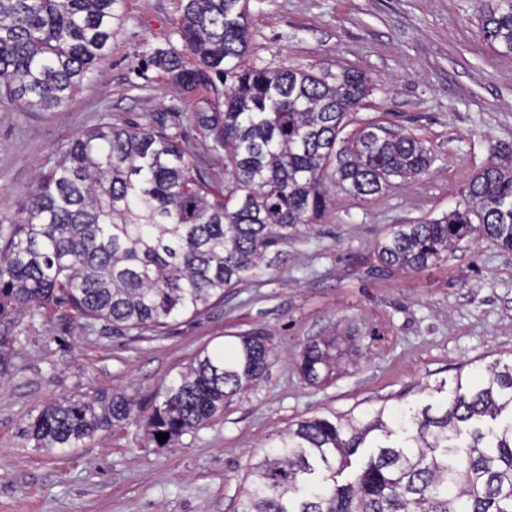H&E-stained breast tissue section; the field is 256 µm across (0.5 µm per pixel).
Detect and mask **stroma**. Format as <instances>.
I'll return each mask as SVG.
<instances>
[{"instance_id":"1","label":"stroma","mask_w":512,"mask_h":512,"mask_svg":"<svg viewBox=\"0 0 512 512\" xmlns=\"http://www.w3.org/2000/svg\"><path fill=\"white\" fill-rule=\"evenodd\" d=\"M485 0H248V64L317 73L354 67L374 88L349 129L373 121L428 140L426 174L393 179L379 197L337 193L330 213L300 227L223 304L135 336L64 310L17 316L16 354L0 379V512H233L249 467L277 432L307 418L386 405L416 410L451 397L457 375L487 354L512 359V252L473 235L408 273L382 271L377 245L398 225L464 204L471 177L512 145V57L478 36ZM106 60L54 112L0 107V225L11 224L39 172L77 134L102 122H148L164 110L216 182L224 157L188 120L192 99L144 69L153 48L179 42L181 0H123ZM271 334L263 381L223 415L148 445L140 423L97 432L85 447L46 452L27 429L57 398L145 397L201 349ZM336 340V367L312 386L298 371L312 340ZM444 382L443 393L432 392Z\"/></svg>"}]
</instances>
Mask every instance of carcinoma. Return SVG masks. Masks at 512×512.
Listing matches in <instances>:
<instances>
[{
	"label": "carcinoma",
	"mask_w": 512,
	"mask_h": 512,
	"mask_svg": "<svg viewBox=\"0 0 512 512\" xmlns=\"http://www.w3.org/2000/svg\"><path fill=\"white\" fill-rule=\"evenodd\" d=\"M122 21V0H0V104L65 105L105 60ZM478 29L497 54L512 56V0H491ZM177 34L181 47L154 49L145 65L181 93H214L198 100L192 121L224 151V184L215 185L165 111L73 138L15 221L0 227V375L15 354L17 313L63 309L87 326L157 332L223 303L269 250L330 212L335 191L375 197L391 178L430 169L425 140L374 122L336 147L370 79L354 68L319 75L246 64L244 0H184ZM476 232L512 251L511 162L476 172L464 208L399 225L378 260L385 270L419 271ZM239 339L233 351H199L146 403L124 393L54 400L30 434L39 448H80L135 420L155 447L175 448L266 375L270 336ZM333 347L301 350L308 383L325 381ZM249 475L235 512H512V363L495 359L457 379L436 407L301 421Z\"/></svg>",
	"instance_id": "obj_1"
}]
</instances>
